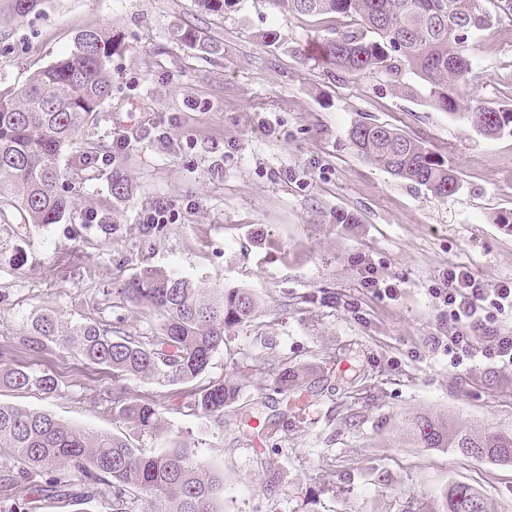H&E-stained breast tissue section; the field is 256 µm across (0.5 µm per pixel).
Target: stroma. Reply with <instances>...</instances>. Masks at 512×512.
<instances>
[{"label":"stroma","mask_w":512,"mask_h":512,"mask_svg":"<svg viewBox=\"0 0 512 512\" xmlns=\"http://www.w3.org/2000/svg\"><path fill=\"white\" fill-rule=\"evenodd\" d=\"M175 23L202 28L223 53L205 57L170 39ZM349 24L286 18L268 0H240L221 17L195 0H43L0 19V90L65 55L80 31L121 34L112 97L88 136L101 155H117L132 185L114 202L111 166L94 164L76 215L0 224V368L24 365L58 381L50 395L0 387V403L127 437L148 454L184 439L199 464L223 475L224 512H446L455 482L512 512V465L418 448L405 435L420 414L479 436L512 433V367L448 350L459 324L436 293L451 266L489 288L512 280V226L498 221L512 213V136L483 138L381 74H335L316 44ZM268 31L277 45L262 43ZM468 53L464 101L512 103V16L471 36ZM360 120L425 141L452 162L460 190L442 199L364 160L348 139ZM122 138L132 141L123 151ZM159 201L173 214L155 235L143 217ZM339 211L357 223H332ZM145 266L260 299L194 384L237 383L223 416L191 411L185 385L117 383L156 401L163 428L152 436L113 417L111 370L68 346L32 354L21 344L32 315L48 310L146 333L155 325L146 307H93L100 289ZM281 368L299 372L292 390L273 384ZM297 401L308 404L306 419L294 418ZM13 470L0 448V507L51 512L29 484L6 481Z\"/></svg>","instance_id":"obj_1"}]
</instances>
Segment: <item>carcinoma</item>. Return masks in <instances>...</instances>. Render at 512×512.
Listing matches in <instances>:
<instances>
[{
    "label": "carcinoma",
    "mask_w": 512,
    "mask_h": 512,
    "mask_svg": "<svg viewBox=\"0 0 512 512\" xmlns=\"http://www.w3.org/2000/svg\"><path fill=\"white\" fill-rule=\"evenodd\" d=\"M42 0H0V16H23ZM205 12L222 16L236 0H196ZM284 17L338 14L354 23L320 44L323 61L351 75L382 73L401 93L403 82L417 76L426 98L450 115L463 111L470 127L492 139L512 135V104L470 105L461 99L473 64L466 52L470 36L487 32L498 14L487 0H268ZM169 36L201 55H219L220 42L207 33L175 23ZM122 44L110 28L84 30L71 51L34 72L27 83L0 92V220L17 211L26 224L58 223L73 209L72 196L59 184L66 180L58 158L80 146L74 164L84 166L100 150L80 142L81 131L96 124L101 106L112 97L109 62ZM358 154L393 176L446 198L460 189L456 170L423 141L377 123L359 121L349 130ZM110 192L115 200L130 195L131 185L120 165L112 167ZM103 295L143 305L158 323L150 336H134L120 325L94 320L71 324L51 313L31 318L30 335L22 345L32 351L47 341L72 346L91 364L112 370L115 378H148L163 386L191 383L208 369L224 347V336L251 321L257 296L247 288L207 289L176 269L145 268L133 281L103 290ZM0 385L36 388L51 394L54 376L26 366L0 371ZM238 386L231 380L212 382L194 392L193 409L208 415L224 413ZM113 415L141 433L161 430L155 401L132 398L123 388L112 392ZM407 437L420 448H453L463 454L512 464V436L491 433L476 437L441 417L417 416ZM0 447L9 448L17 463L15 479L30 481L67 467L78 482L49 479L33 492L55 503L82 496L75 486L90 488L102 508L124 512L134 491L146 496L149 512H224L219 491L224 476L203 470L192 448L176 439L167 448L146 455L126 439L108 433L89 434L37 410L0 404ZM448 512H492L487 500L466 483L448 487Z\"/></svg>",
    "instance_id": "cac0c4a2"
}]
</instances>
